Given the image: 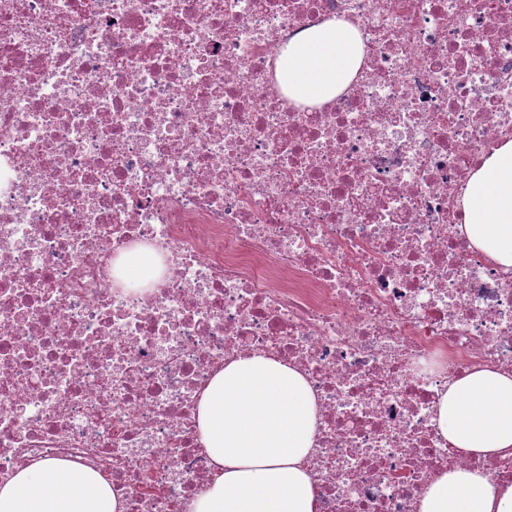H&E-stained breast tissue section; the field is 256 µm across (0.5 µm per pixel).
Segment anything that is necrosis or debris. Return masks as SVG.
<instances>
[{
	"label": "necrosis or debris",
	"instance_id": "obj_1",
	"mask_svg": "<svg viewBox=\"0 0 512 512\" xmlns=\"http://www.w3.org/2000/svg\"><path fill=\"white\" fill-rule=\"evenodd\" d=\"M334 18L363 65L296 103L280 50ZM509 141L512 0H0V483L63 459L125 512H189L200 395L254 354L313 390L320 512L512 481L434 421L450 382L512 373V270L462 230Z\"/></svg>",
	"mask_w": 512,
	"mask_h": 512
}]
</instances>
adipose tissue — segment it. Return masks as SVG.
I'll return each instance as SVG.
<instances>
[{
  "mask_svg": "<svg viewBox=\"0 0 512 512\" xmlns=\"http://www.w3.org/2000/svg\"><path fill=\"white\" fill-rule=\"evenodd\" d=\"M362 60L356 29L333 19L289 41L278 75L293 99L325 103ZM463 205L474 246L512 268V141L472 174ZM316 421L312 389L295 368L261 354L227 364L198 403L200 443L214 472L191 512H319L317 485L303 465ZM437 424L455 449L477 456L512 450V374L485 368L454 381L439 398ZM0 512H124V505L99 473L59 459L0 484ZM417 512H512V483L451 468L425 490Z\"/></svg>",
  "mask_w": 512,
  "mask_h": 512,
  "instance_id": "ef3b65f1",
  "label": "adipose tissue"
}]
</instances>
